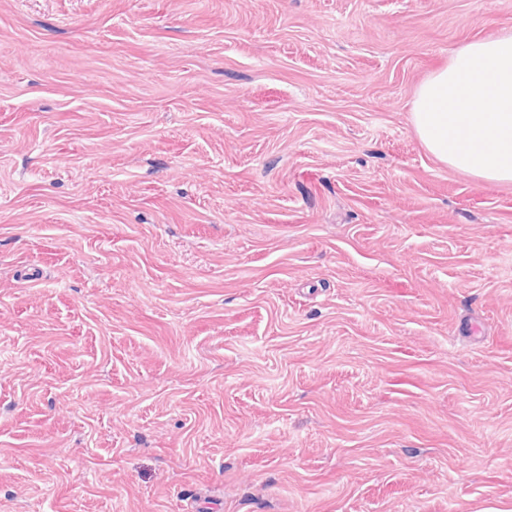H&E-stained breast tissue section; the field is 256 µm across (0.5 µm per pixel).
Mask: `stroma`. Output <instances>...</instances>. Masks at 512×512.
I'll use <instances>...</instances> for the list:
<instances>
[{"instance_id": "obj_1", "label": "stroma", "mask_w": 512, "mask_h": 512, "mask_svg": "<svg viewBox=\"0 0 512 512\" xmlns=\"http://www.w3.org/2000/svg\"><path fill=\"white\" fill-rule=\"evenodd\" d=\"M512 0H0V512H512V183L418 85Z\"/></svg>"}]
</instances>
